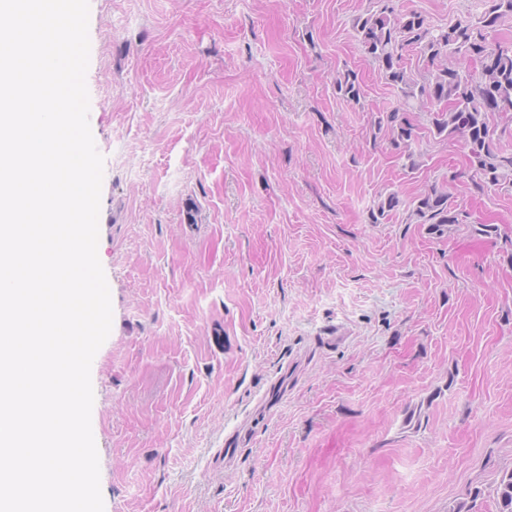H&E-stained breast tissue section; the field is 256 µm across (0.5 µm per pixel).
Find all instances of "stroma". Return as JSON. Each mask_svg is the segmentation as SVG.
<instances>
[{"label": "stroma", "instance_id": "1", "mask_svg": "<svg viewBox=\"0 0 512 512\" xmlns=\"http://www.w3.org/2000/svg\"><path fill=\"white\" fill-rule=\"evenodd\" d=\"M369 0H90L112 329L91 367L104 512H448L512 470V189L396 103ZM435 25L482 0H398ZM351 68L365 99L334 88ZM461 214L427 234L413 198ZM402 204L370 221L380 194ZM194 215H187V202ZM497 226L492 236L474 225ZM238 434L233 464L224 438ZM450 197L447 183L435 184L412 201L411 216L416 218V223L427 224L428 234L442 236L448 226L460 223V213Z\"/></svg>", "mask_w": 512, "mask_h": 512}]
</instances>
